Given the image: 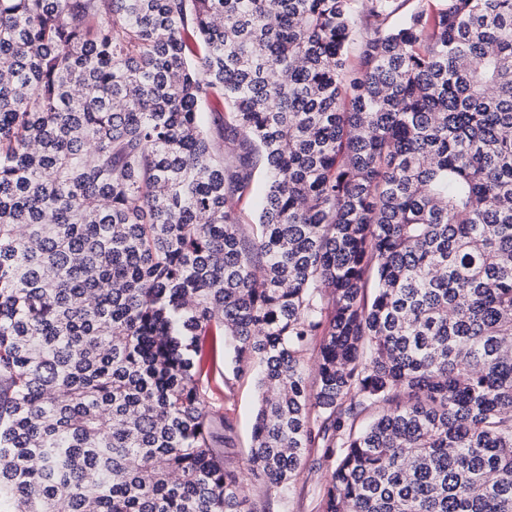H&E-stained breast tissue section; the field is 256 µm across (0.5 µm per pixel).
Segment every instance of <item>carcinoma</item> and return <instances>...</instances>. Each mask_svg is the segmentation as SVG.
Returning a JSON list of instances; mask_svg holds the SVG:
<instances>
[{
  "label": "carcinoma",
  "instance_id": "1",
  "mask_svg": "<svg viewBox=\"0 0 512 512\" xmlns=\"http://www.w3.org/2000/svg\"><path fill=\"white\" fill-rule=\"evenodd\" d=\"M406 2L0 0V512H243L222 339L266 494L512 512V0ZM203 392L210 410L216 416H226L236 424V434L228 448L224 447V429L215 428V448L224 459V467L247 474L252 426L259 404L260 390L253 373L236 376L229 357L222 350L217 356L204 355L200 360ZM222 377L226 386L222 383ZM209 378L210 386H207ZM321 448H312L304 472L296 480L288 496V512H322L321 497L333 461L321 458Z\"/></svg>",
  "mask_w": 512,
  "mask_h": 512
}]
</instances>
